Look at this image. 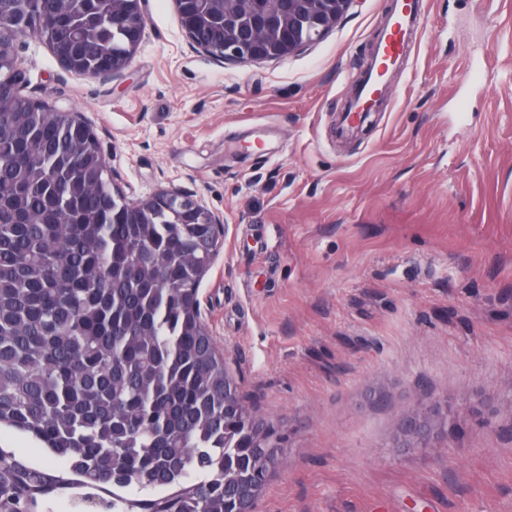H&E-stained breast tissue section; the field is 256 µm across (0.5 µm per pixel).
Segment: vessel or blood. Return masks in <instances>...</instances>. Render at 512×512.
<instances>
[{
	"mask_svg": "<svg viewBox=\"0 0 512 512\" xmlns=\"http://www.w3.org/2000/svg\"><path fill=\"white\" fill-rule=\"evenodd\" d=\"M421 6L422 0H394L390 24L377 47V63L356 88L348 109L349 119L373 110L377 91L405 54L409 33L421 25Z\"/></svg>",
	"mask_w": 512,
	"mask_h": 512,
	"instance_id": "obj_1",
	"label": "vessel or blood"
}]
</instances>
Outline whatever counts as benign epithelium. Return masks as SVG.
<instances>
[{
	"instance_id": "1",
	"label": "benign epithelium",
	"mask_w": 512,
	"mask_h": 512,
	"mask_svg": "<svg viewBox=\"0 0 512 512\" xmlns=\"http://www.w3.org/2000/svg\"><path fill=\"white\" fill-rule=\"evenodd\" d=\"M142 0H124V10L112 17V25L125 32L126 53L112 59L109 68L84 72L94 79L110 80L126 68L137 50L144 25ZM354 0H235L233 8H224L220 23L224 26V44L214 48L195 35L189 22L182 28L192 45L202 52L237 64L290 57L335 28L347 15ZM9 82L19 88L26 82L25 72L17 65H6L0 57V85ZM158 195L176 200L191 224H211L214 238L222 234L224 219L207 209L194 195L183 190H162ZM156 195V196H158ZM156 196L131 203L145 209ZM448 399L406 410L400 420L392 447L412 450L434 448L448 437Z\"/></svg>"
}]
</instances>
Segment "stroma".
I'll return each instance as SVG.
<instances>
[{
    "instance_id": "obj_1",
    "label": "stroma",
    "mask_w": 512,
    "mask_h": 512,
    "mask_svg": "<svg viewBox=\"0 0 512 512\" xmlns=\"http://www.w3.org/2000/svg\"><path fill=\"white\" fill-rule=\"evenodd\" d=\"M392 0L238 65L143 0L119 77L17 47L23 95L81 113L128 201L191 192L224 219L201 317L246 403L287 436L255 512H512V0H423L357 136L336 131ZM491 399L396 452L405 408Z\"/></svg>"
}]
</instances>
